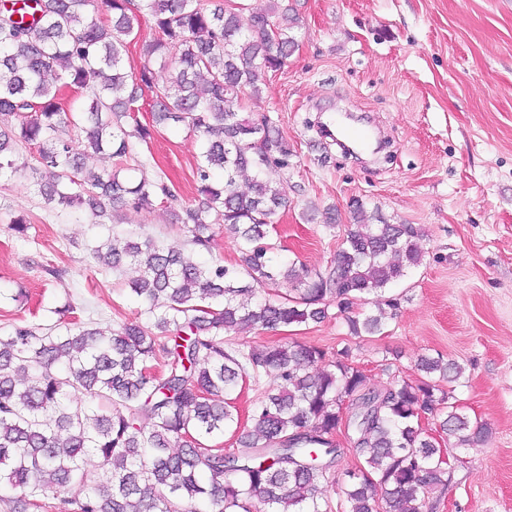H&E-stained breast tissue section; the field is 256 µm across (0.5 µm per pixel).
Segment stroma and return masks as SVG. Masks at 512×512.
Here are the masks:
<instances>
[{
    "label": "stroma",
    "mask_w": 512,
    "mask_h": 512,
    "mask_svg": "<svg viewBox=\"0 0 512 512\" xmlns=\"http://www.w3.org/2000/svg\"><path fill=\"white\" fill-rule=\"evenodd\" d=\"M298 46L268 73L258 113L293 149L289 203L277 218L273 263L324 267L360 198L389 219L420 225L421 267L396 288L401 312L381 336L350 335L328 318L290 327L289 338L350 359L382 389L418 378L425 354L465 369L455 396L491 428L487 444L455 447L448 487L427 512H512V0H297ZM339 112L384 131L380 153L346 154L318 125ZM196 146L179 126L137 146L130 176L164 180L180 200L197 196ZM334 207L336 223L306 221L308 203ZM27 220L26 235L12 222ZM97 224L78 208L45 204L19 176L0 179V333L48 327L73 303L72 320L100 326L138 317L129 293L134 265L120 273L90 250L111 234L151 236L182 249L186 233L168 204ZM60 270L52 277L50 269ZM26 301H15L18 289Z\"/></svg>",
    "instance_id": "stroma-1"
}]
</instances>
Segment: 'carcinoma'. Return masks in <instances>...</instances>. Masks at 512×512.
Wrapping results in <instances>:
<instances>
[{"mask_svg": "<svg viewBox=\"0 0 512 512\" xmlns=\"http://www.w3.org/2000/svg\"><path fill=\"white\" fill-rule=\"evenodd\" d=\"M109 13L105 22L100 9ZM155 34L141 64L128 58L141 14ZM296 8L225 0H13L0 3V177L31 170L47 202L85 206L94 218L121 221L118 206L178 201L162 180L120 178L121 164L156 126L178 124L197 138L200 204L175 213L193 252L209 250L214 225L237 236L239 260L199 265L153 239L115 236L91 249L112 271L134 263L130 291L142 320L110 328L66 322L42 331L17 324L0 334V489L12 512H29L47 493L57 512H329L326 497L344 414L358 470L340 493L346 512H424L448 487L441 449L421 427L426 418L468 448L489 439L487 424L455 403L444 383L464 368L424 356L418 381L394 379L378 390L349 363L290 342L241 345L224 334L321 322L336 304L352 335L382 333L400 298L384 292L423 265L418 224L392 223L363 199L327 265L308 271L275 265L270 233L288 203L292 150L266 117L244 114L261 99L268 72L295 48ZM169 73L159 87L153 64ZM73 88L81 100L61 102ZM152 123H124L144 91ZM36 148L37 166L15 146ZM113 167L86 173L89 155ZM249 177L246 191L238 178ZM291 285L283 294L281 283ZM375 297V312L354 302ZM165 355V370L149 363ZM272 386L249 417L239 448L210 444L239 422L226 396L247 378ZM100 401L76 404V394ZM151 423H144V418ZM96 456L97 468L84 465Z\"/></svg>", "mask_w": 512, "mask_h": 512, "instance_id": "obj_1", "label": "carcinoma"}]
</instances>
